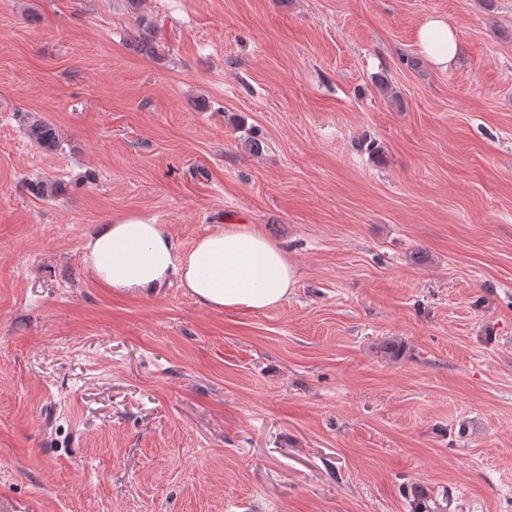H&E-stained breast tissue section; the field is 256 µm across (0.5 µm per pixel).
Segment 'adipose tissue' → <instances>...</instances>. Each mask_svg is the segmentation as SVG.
I'll return each instance as SVG.
<instances>
[{"mask_svg": "<svg viewBox=\"0 0 512 512\" xmlns=\"http://www.w3.org/2000/svg\"><path fill=\"white\" fill-rule=\"evenodd\" d=\"M419 43L433 66H452L457 35L446 20L425 21ZM84 263L112 290L143 295L175 281L218 311L265 310L282 303L295 282L286 252L258 229L230 224L180 254L164 228L143 214L102 225L84 245Z\"/></svg>", "mask_w": 512, "mask_h": 512, "instance_id": "adipose-tissue-1", "label": "adipose tissue"}]
</instances>
